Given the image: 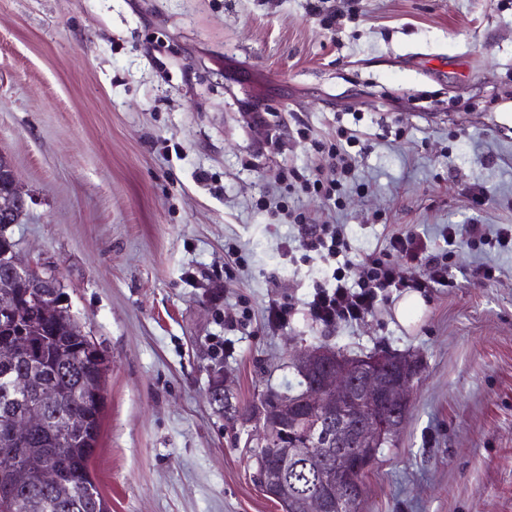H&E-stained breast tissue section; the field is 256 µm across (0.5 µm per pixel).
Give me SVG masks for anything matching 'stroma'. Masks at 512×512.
<instances>
[{
  "mask_svg": "<svg viewBox=\"0 0 512 512\" xmlns=\"http://www.w3.org/2000/svg\"><path fill=\"white\" fill-rule=\"evenodd\" d=\"M309 3L0 0V155L29 195L6 234L103 356L99 490L112 512H281L229 415L328 346L418 361L361 512H512V251L458 241L414 323L390 303L327 329L307 303L331 269L283 256L298 228L270 207L344 225L356 262L391 230L512 224V0ZM255 103L284 120L275 145ZM340 126L362 151L331 210L279 174H310ZM488 259L503 277L478 282Z\"/></svg>",
  "mask_w": 512,
  "mask_h": 512,
  "instance_id": "1",
  "label": "stroma"
}]
</instances>
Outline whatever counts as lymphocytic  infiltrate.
<instances>
[{
    "label": "lymphocytic infiltrate",
    "instance_id": "obj_1",
    "mask_svg": "<svg viewBox=\"0 0 512 512\" xmlns=\"http://www.w3.org/2000/svg\"><path fill=\"white\" fill-rule=\"evenodd\" d=\"M327 162L310 177L300 178V189L317 195L330 205H339L355 160L342 142L319 143ZM298 242L323 260H335L330 285L317 286L307 304L313 322L326 328L353 325L378 312L392 299L411 291L424 293L450 283L449 273L458 239L474 246L512 245V224H449L440 240L417 232L387 233L383 248L368 254L360 265H352L343 225L310 222L304 213L293 216Z\"/></svg>",
    "mask_w": 512,
    "mask_h": 512
}]
</instances>
